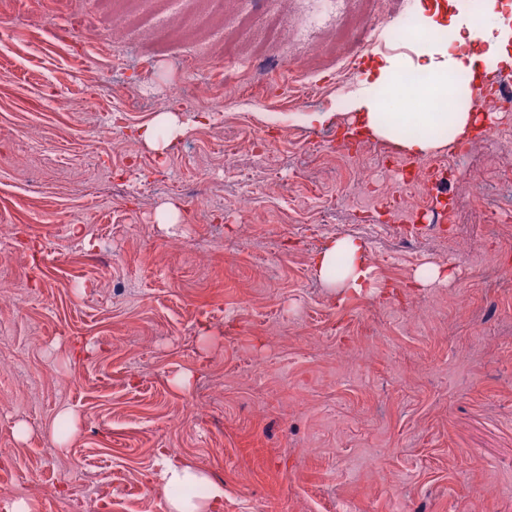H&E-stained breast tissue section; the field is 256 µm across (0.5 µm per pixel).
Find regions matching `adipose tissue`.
I'll list each match as a JSON object with an SVG mask.
<instances>
[{"mask_svg": "<svg viewBox=\"0 0 512 512\" xmlns=\"http://www.w3.org/2000/svg\"><path fill=\"white\" fill-rule=\"evenodd\" d=\"M449 2L448 13L420 7L414 56H384L360 74L345 101L359 135L389 140L421 157L467 140L475 130L473 100L486 84L488 65L512 66V24L497 13L481 24L465 0ZM313 266L333 290L359 293L375 286L365 248L352 236L333 238ZM160 480L166 512H220L223 506V488L198 467L166 464ZM191 487L202 488V495H188Z\"/></svg>", "mask_w": 512, "mask_h": 512, "instance_id": "adipose-tissue-1", "label": "adipose tissue"}]
</instances>
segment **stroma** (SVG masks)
Instances as JSON below:
<instances>
[{
	"label": "stroma",
	"mask_w": 512,
	"mask_h": 512,
	"mask_svg": "<svg viewBox=\"0 0 512 512\" xmlns=\"http://www.w3.org/2000/svg\"><path fill=\"white\" fill-rule=\"evenodd\" d=\"M308 8L230 0L198 41H165L205 0H139L116 51L84 40L112 33L96 0H0V27L28 54L19 68L0 53V512L17 499L33 512H165L167 458L223 486V512H512V288L465 265L512 250V157L478 149L460 163L448 239L403 233L422 196L397 215L370 204L356 182L386 187L396 173L330 146L352 119L337 105L348 88L311 102L276 92L342 67L364 24L371 58L412 46L386 38L376 0H344L348 40L302 31ZM271 13L287 22L289 62L225 81V36L239 16ZM54 29L69 47L46 45ZM201 45L206 60L180 67ZM137 69L155 103L174 84L195 97L176 109L185 132L158 130L168 147L137 139L156 111L107 122ZM223 135L242 164L260 140L277 171L253 207L234 204L238 174L213 145ZM198 190L224 207L197 213ZM339 235L390 253L372 271L390 293L335 295L317 279L310 259ZM429 263L454 279L413 287ZM64 409L77 432L62 451Z\"/></svg>",
	"instance_id": "35a3bbf8"
}]
</instances>
